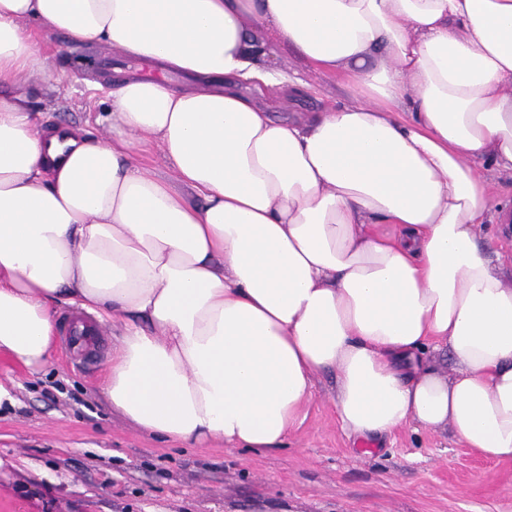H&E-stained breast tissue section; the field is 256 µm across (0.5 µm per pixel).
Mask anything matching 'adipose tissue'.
Wrapping results in <instances>:
<instances>
[{"label": "adipose tissue", "mask_w": 512, "mask_h": 512, "mask_svg": "<svg viewBox=\"0 0 512 512\" xmlns=\"http://www.w3.org/2000/svg\"><path fill=\"white\" fill-rule=\"evenodd\" d=\"M35 25L150 67L115 73L109 142L32 118ZM263 28L352 100L245 95L307 90ZM482 164L512 178V0H0V353L44 366L70 305L123 323L102 389L149 433L277 452L331 370L344 431L512 461V265L478 242L512 204ZM261 39L275 53L279 66L309 85V91L304 96L288 100H281L271 90H266L263 98L276 118L288 119L295 112L321 111L351 99L345 78L319 70L266 30L261 32ZM479 171L487 183L492 202H496L500 199L512 198L511 179L504 176H498L485 166H479Z\"/></svg>", "instance_id": "obj_1"}]
</instances>
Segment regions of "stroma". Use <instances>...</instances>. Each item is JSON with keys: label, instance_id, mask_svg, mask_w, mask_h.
Listing matches in <instances>:
<instances>
[{"label": "stroma", "instance_id": "1", "mask_svg": "<svg viewBox=\"0 0 512 512\" xmlns=\"http://www.w3.org/2000/svg\"><path fill=\"white\" fill-rule=\"evenodd\" d=\"M279 66L308 84L301 97L264 99L288 119L348 102L345 78L308 63L270 32ZM57 80L33 78L38 123L112 136L106 73L136 60L95 45L46 39ZM82 367L56 343L31 370L0 354V512H512V462L485 459L452 432L405 424L362 443L344 432L334 373L315 379L303 423L266 455L212 439L190 446L136 428L100 389L122 326L105 322Z\"/></svg>", "mask_w": 512, "mask_h": 512}]
</instances>
